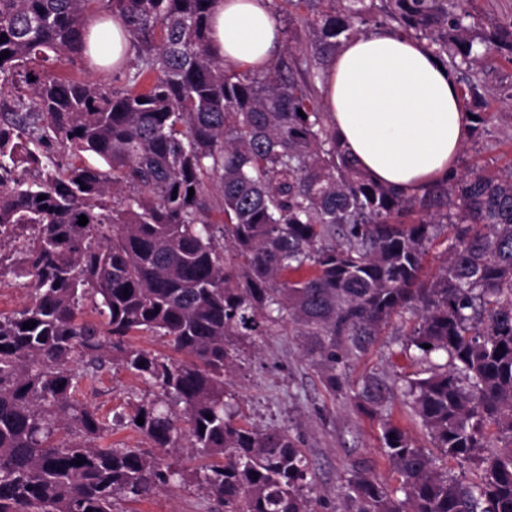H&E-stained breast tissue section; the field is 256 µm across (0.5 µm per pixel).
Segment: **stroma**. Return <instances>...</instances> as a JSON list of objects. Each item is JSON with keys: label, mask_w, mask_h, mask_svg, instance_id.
<instances>
[{"label": "stroma", "mask_w": 512, "mask_h": 512, "mask_svg": "<svg viewBox=\"0 0 512 512\" xmlns=\"http://www.w3.org/2000/svg\"><path fill=\"white\" fill-rule=\"evenodd\" d=\"M486 79L495 94L487 101L490 123L471 134L459 159V168L493 170L512 161V102L504 90L512 88V53H493L485 62ZM410 325L394 321L366 354L346 367L350 390L334 393L323 382L320 368L306 356L300 337L281 329L241 345L229 378L242 423L258 429H289L305 448L314 470L315 492L322 499L319 512H347L349 482L357 468L371 467L389 486L400 477L388 461L382 440V421L390 419L408 432L420 447L430 439L401 392L402 376L412 373L398 350ZM384 380L387 390L381 409L355 399L365 378ZM151 387L126 370L104 371L95 389L84 390L83 403L101 415L131 413L150 398ZM115 512H215L212 498L191 481L160 489L141 502L117 501Z\"/></svg>", "instance_id": "obj_1"}]
</instances>
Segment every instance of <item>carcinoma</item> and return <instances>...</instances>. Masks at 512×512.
<instances>
[{"mask_svg":"<svg viewBox=\"0 0 512 512\" xmlns=\"http://www.w3.org/2000/svg\"><path fill=\"white\" fill-rule=\"evenodd\" d=\"M282 2L284 54L232 72L209 48L213 0H0V235L33 293L0 316V512L148 498L184 481L156 451L185 434L224 512H318L298 440L233 420L236 346L289 325L336 392L342 366L405 314L399 354L418 367L405 395L432 448L385 421L401 485L360 468L348 512H512V161L405 195L362 171L317 88L327 58L383 9L460 75L477 130L492 120L479 70L498 44L512 52V21L486 35L465 0ZM95 14L126 21L137 65L123 90L46 68L54 54L88 57ZM55 144L108 169L62 166ZM444 226L449 258L429 276L426 245ZM85 300L100 321L81 319ZM138 333L181 358L132 346ZM114 365L154 389L121 418L149 450L98 446L112 422L77 399ZM384 390L369 378L358 398L378 407ZM443 460L474 465L476 481Z\"/></svg>","mask_w":512,"mask_h":512,"instance_id":"obj_1","label":"carcinoma"}]
</instances>
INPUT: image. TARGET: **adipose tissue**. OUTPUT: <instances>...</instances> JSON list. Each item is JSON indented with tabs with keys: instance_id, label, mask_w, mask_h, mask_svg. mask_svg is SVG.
I'll list each match as a JSON object with an SVG mask.
<instances>
[{
	"instance_id": "adipose-tissue-1",
	"label": "adipose tissue",
	"mask_w": 512,
	"mask_h": 512,
	"mask_svg": "<svg viewBox=\"0 0 512 512\" xmlns=\"http://www.w3.org/2000/svg\"><path fill=\"white\" fill-rule=\"evenodd\" d=\"M210 24V49L227 68L264 71L280 55L271 0H215ZM88 28L96 66L128 63L121 17L95 16ZM321 91L330 127L375 181L414 195L456 171L471 114L427 41L385 29L353 38L328 59Z\"/></svg>"
}]
</instances>
